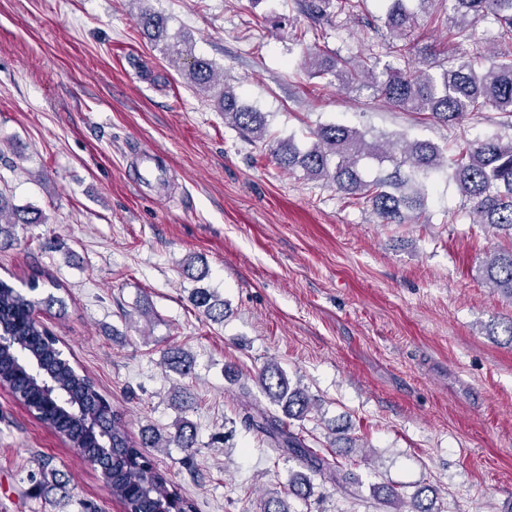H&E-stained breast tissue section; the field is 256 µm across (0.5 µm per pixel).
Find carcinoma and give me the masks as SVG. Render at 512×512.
Returning a JSON list of instances; mask_svg holds the SVG:
<instances>
[{"label":"carcinoma","instance_id":"obj_1","mask_svg":"<svg viewBox=\"0 0 512 512\" xmlns=\"http://www.w3.org/2000/svg\"><path fill=\"white\" fill-rule=\"evenodd\" d=\"M362 0H302V11L316 19L334 6L336 12L349 14ZM138 24L153 37L167 38V19L143 7L136 14ZM496 26L490 47L475 56L464 45L475 39L478 25ZM445 28L453 45L452 56L436 63L426 53L413 52L410 36L416 15L405 0H389L386 24L392 35L390 50L397 65L381 71L361 59L340 55L308 59L309 77L331 76L332 82L347 90L366 88L387 105L413 112L423 119L443 125L455 124L469 115L492 110L512 118V0H448ZM184 56V73L190 84L213 93L224 119L244 135L261 141L266 137V116L241 103L233 89L217 87V70L213 63L189 50ZM279 165L290 171L301 169L311 179H322L347 198L371 203L386 223L405 222L403 210L416 211L424 205V188L420 175L446 172L457 183L463 196L472 204L476 221L512 240V139L499 136L465 140L453 154L429 141L399 140L387 145L369 144L365 133L336 123L321 124L311 132V142L303 146L293 139L277 142L270 148ZM375 159L388 161L392 171L367 181L361 162ZM45 217L33 208H17L0 192V244L11 243L17 224H42ZM483 279L493 290L512 299V248L491 254L482 267ZM34 277L24 294L6 279H0V326L10 336L0 346V388L8 390L25 404L44 425L59 433L82 458H95L104 468L109 490L125 512H162L175 507L177 512H194L193 504L184 499L178 488L159 473L150 458L131 440L119 413L97 389L95 382L79 373L61 358L56 337L34 317L36 310L58 307L62 298L49 292ZM212 322L224 321V301L209 291L199 289L193 297ZM170 367L181 375L189 374L192 364L178 349L167 356ZM272 403L282 407L283 415L262 408L242 386L238 416L241 423L266 435L271 445L298 458L312 473L324 475L336 488L346 491L355 478L341 464L333 465L305 438L288 428V421H301L312 411V399L300 387L290 388L285 372L277 365L262 367L256 377ZM95 407L104 417L98 431L87 429L80 414ZM175 445L192 455L196 431L188 424L179 426L175 435L153 447ZM38 488L63 490L66 483L49 462H42L41 472L31 478ZM288 492L301 498L313 494L309 475L298 472L288 481ZM383 503L387 512H438L433 500L422 493L407 499L394 489L386 491Z\"/></svg>","mask_w":512,"mask_h":512}]
</instances>
